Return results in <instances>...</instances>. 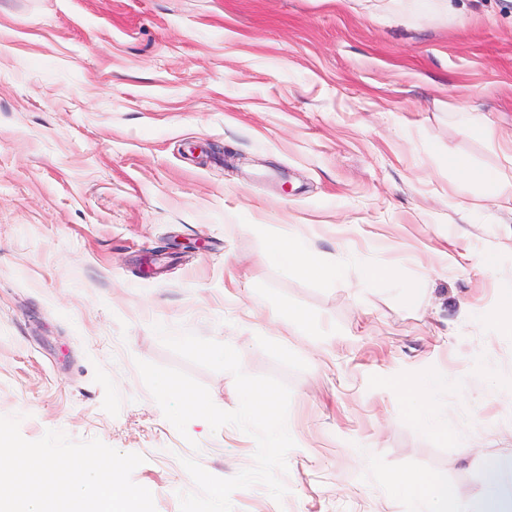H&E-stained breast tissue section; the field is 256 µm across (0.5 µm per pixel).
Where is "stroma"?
I'll return each mask as SVG.
<instances>
[{"label": "stroma", "instance_id": "1", "mask_svg": "<svg viewBox=\"0 0 512 512\" xmlns=\"http://www.w3.org/2000/svg\"><path fill=\"white\" fill-rule=\"evenodd\" d=\"M490 133L512 138V0H0V415L141 454L133 481L180 512L182 458L229 478L256 444L165 418L136 360L239 397L159 323L290 388L288 493L234 512H408L396 471L482 497L512 453V183L448 158L501 166ZM288 228L345 277L279 264ZM428 373L436 431L403 391ZM448 166L456 169L464 180L478 182L489 188L495 187L507 178V174L501 170L475 171L465 165L461 160L450 156L448 158Z\"/></svg>", "mask_w": 512, "mask_h": 512}]
</instances>
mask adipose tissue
Here are the masks:
<instances>
[{
  "label": "adipose tissue",
  "mask_w": 512,
  "mask_h": 512,
  "mask_svg": "<svg viewBox=\"0 0 512 512\" xmlns=\"http://www.w3.org/2000/svg\"><path fill=\"white\" fill-rule=\"evenodd\" d=\"M269 252L285 267L320 279L333 281L342 277V263L323 259L314 252L308 239L299 235L282 234L268 242ZM446 378L429 374L408 387L412 417L429 427H437L434 404ZM512 470V458L495 459L489 466L492 484L489 494L480 502H449L448 480L445 477L402 472L388 481V489L403 495L412 506L411 512H512V481L500 479V472Z\"/></svg>",
  "instance_id": "1"
}]
</instances>
